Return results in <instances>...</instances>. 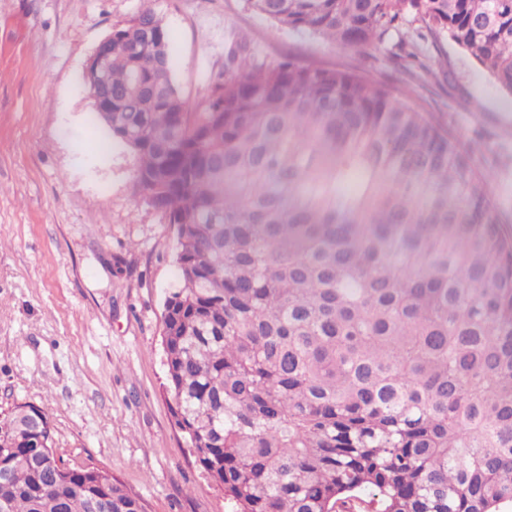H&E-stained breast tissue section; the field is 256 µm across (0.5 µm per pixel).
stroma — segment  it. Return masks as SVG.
Returning <instances> with one entry per match:
<instances>
[{
  "mask_svg": "<svg viewBox=\"0 0 512 512\" xmlns=\"http://www.w3.org/2000/svg\"><path fill=\"white\" fill-rule=\"evenodd\" d=\"M152 7L173 79L192 102L245 40L258 63L359 67L396 83L412 27L369 56L281 30L246 0H0V422L41 407L65 463L108 470L145 512H233L174 416L162 343L179 281L178 231L136 199L138 160L98 120L83 81L101 40ZM411 80L422 113L489 179L512 241V98L450 40L424 43Z\"/></svg>",
  "mask_w": 512,
  "mask_h": 512,
  "instance_id": "35a3bbf8",
  "label": "stroma"
}]
</instances>
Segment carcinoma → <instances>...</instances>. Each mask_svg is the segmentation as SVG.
<instances>
[{"instance_id": "obj_1", "label": "carcinoma", "mask_w": 512, "mask_h": 512, "mask_svg": "<svg viewBox=\"0 0 512 512\" xmlns=\"http://www.w3.org/2000/svg\"><path fill=\"white\" fill-rule=\"evenodd\" d=\"M247 3L362 54L419 21L512 97V0ZM108 52L112 138L178 229L174 414L234 512H512V245L485 176L385 81L237 41L196 105L151 8ZM54 452L50 418L16 407L0 512H142Z\"/></svg>"}]
</instances>
